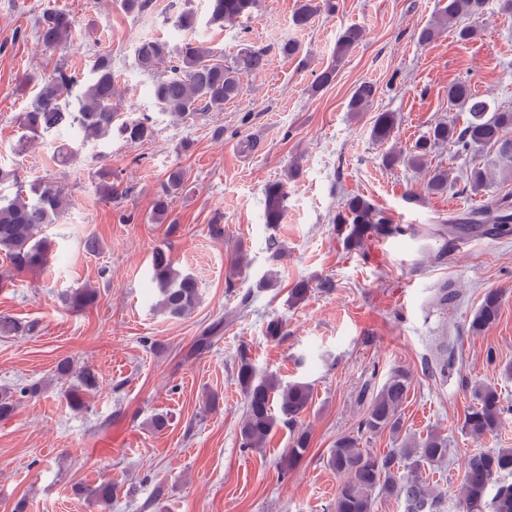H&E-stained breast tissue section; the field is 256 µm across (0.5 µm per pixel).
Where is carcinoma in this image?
Returning <instances> with one entry per match:
<instances>
[{
  "label": "carcinoma",
  "instance_id": "1",
  "mask_svg": "<svg viewBox=\"0 0 512 512\" xmlns=\"http://www.w3.org/2000/svg\"><path fill=\"white\" fill-rule=\"evenodd\" d=\"M259 0H208L207 23L233 24L248 17L258 7ZM487 0H446L440 14L418 33L421 43L429 42L443 31H448L456 41L472 40L476 29L463 25V20L480 18ZM336 8L335 0H301L293 17L294 25L306 26L319 12ZM174 26L185 32H193L198 24L196 12L187 8L176 15ZM75 21L70 14L59 10L42 18L38 40L47 49H57L67 44ZM364 37L359 27L343 31L336 43L332 64L323 69L311 86L318 92L330 84L336 67ZM267 50L244 44L230 62L214 48L193 38H186L172 46L164 40H144L135 48L136 68L155 76L152 97L155 106L163 114L175 120L198 121L208 113L221 112L224 104L241 96L243 75L256 76L263 72L267 63ZM74 77L60 68L53 77L41 82L33 101L20 118L23 130L18 150L24 151L37 138L46 134L63 137L71 135V144L61 153V162L67 163L80 152V147L92 142L116 137L128 144H138L149 139L153 122L147 115L124 114L116 104L117 88L112 75V58L107 54L96 57L88 80L84 83L77 102L69 99ZM375 88L370 83L359 85L349 100V111L364 112L371 105ZM448 109L466 113L463 126L458 128L446 122H438L418 137L405 150L393 148L383 156L389 166L405 164L412 169L427 165L431 154L446 146L454 154H469L492 149L482 164H474L467 171L466 181L471 190L481 192L494 184L495 176L512 179V110L491 108L489 102L478 97L466 80L448 86ZM397 120L393 112H379L372 125L373 139L378 143L390 141ZM450 170L434 168L427 182L433 194L448 190ZM287 181L268 183L264 189V222L268 225L282 223L288 201ZM184 185L182 170H172L156 196L152 216L158 223L171 219V198ZM71 205L69 194L63 185L37 182L28 193L19 190L14 196L0 195V255L9 265L0 270V288L14 281V276L40 269L51 259L52 243L46 234L51 224H58ZM338 235L347 249L358 248L372 235L391 238L403 235L407 228L392 224L370 201L354 195L342 202L341 210L334 218ZM462 234H475L491 238L512 235V200L509 196H493L481 209L474 211L461 222L448 221L431 227L426 235L445 241L437 254L448 256L446 241ZM153 281L159 295L158 307L172 317L189 314L198 304V286L193 277L174 267L168 252L155 250L152 258ZM99 300L97 289L82 287L64 295V302L73 311L80 312L94 307ZM501 311V293L488 290L474 313L470 328L474 332L497 323ZM224 326L214 323L198 338L195 349L201 354L208 350L212 340ZM34 323L23 326L7 317H0L1 333H26L36 331ZM58 380H74L63 396L73 410L85 407L84 396L99 388L98 375L85 365L75 368L68 358L55 366ZM237 382L245 397V412L239 423L241 447L259 450L264 447L277 424L272 413L278 406L283 421L291 427L292 446L281 459V471L288 472L306 453L310 444V432L301 426L302 417L312 404L313 390L305 381L282 383L273 374H260L245 356H240ZM411 384L410 372L397 367L374 397L370 410L361 427L354 434L338 439L329 452L328 466L340 477L336 491L334 512H374L376 500L393 497L412 505L415 512L427 508V512H441L442 496L423 476L426 469L442 464L448 458V438L430 433L416 440L403 439L399 446L390 448L380 456L360 448L362 436L383 431L397 438L402 429L401 407ZM19 397L6 390L0 391V419L11 417L19 399L36 397L42 393L39 383L24 385L18 390ZM476 400L464 417L463 430L480 438L498 430L502 424L504 407L500 397L490 386L478 384L472 389ZM512 475V448H500L469 457L464 479L458 491L461 512H512V483L499 481L504 475ZM118 486L110 481L94 485L77 486L74 495L97 503L108 509L117 496Z\"/></svg>",
  "mask_w": 512,
  "mask_h": 512
}]
</instances>
